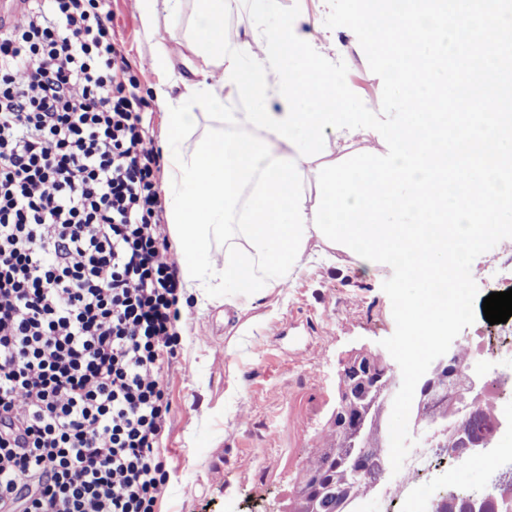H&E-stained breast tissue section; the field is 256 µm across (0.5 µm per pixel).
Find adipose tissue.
<instances>
[{"label": "adipose tissue", "instance_id": "obj_1", "mask_svg": "<svg viewBox=\"0 0 512 512\" xmlns=\"http://www.w3.org/2000/svg\"><path fill=\"white\" fill-rule=\"evenodd\" d=\"M179 2L138 0L143 30L155 45L153 63L164 69L171 51L156 18L162 10L176 12ZM198 72V81L173 74L153 89L167 126L166 220L187 295L202 302L225 283L232 287L226 298L231 304L262 297L310 261L307 245L316 232L304 186L315 174L312 164L274 133L228 142L217 129L195 137L198 112L223 107L225 99L237 95L234 85L223 83V70L204 64ZM258 167L264 174L254 191L250 219L238 227L241 242L223 260H215L213 245L224 235V212L246 174Z\"/></svg>", "mask_w": 512, "mask_h": 512}]
</instances>
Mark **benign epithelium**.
Returning <instances> with one entry per match:
<instances>
[{"label":"benign epithelium","instance_id":"obj_1","mask_svg":"<svg viewBox=\"0 0 512 512\" xmlns=\"http://www.w3.org/2000/svg\"><path fill=\"white\" fill-rule=\"evenodd\" d=\"M462 347V340L452 342L448 352L436 359L425 375L418 381L421 401H436V404L414 413L413 430L426 429L434 433L448 432V415L445 413V397L448 390H440L434 384V376L451 371L460 377L461 391L478 401L486 385V379L476 367L458 371L454 357ZM348 376L339 382L338 399L330 420L338 433V448L334 451L339 463L346 466L352 475H367L369 491H374L384 475L383 465H375L368 449L364 448V433L370 428V419L384 416L390 409L393 398L400 388L402 376L398 366L383 352L362 348L353 351L342 363L339 376ZM465 446L467 457L484 458L494 447L491 434L476 436L471 432L467 420L456 422Z\"/></svg>","mask_w":512,"mask_h":512}]
</instances>
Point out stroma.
I'll use <instances>...</instances> for the list:
<instances>
[{
    "label": "stroma",
    "instance_id": "obj_1",
    "mask_svg": "<svg viewBox=\"0 0 512 512\" xmlns=\"http://www.w3.org/2000/svg\"><path fill=\"white\" fill-rule=\"evenodd\" d=\"M280 2L299 5L325 52L346 62L348 87L368 106L380 108L382 81L350 29H327L326 0ZM111 10L112 30L128 53L149 132L163 144L164 112L152 94L163 73L149 65L153 43L134 0H111ZM194 14V0H181L178 14L163 12L157 19L168 43L181 49L172 62L175 73L184 76L200 64L183 48ZM308 251L312 261L264 297L229 304L219 293L203 306L191 300L181 304L177 356L163 369L172 411L161 447L177 471L154 512H282L335 405L342 362L353 350L379 349L393 334L391 301L382 289L392 274L389 266L363 273L344 254L324 255L315 239ZM478 262L501 269L478 279L479 298L512 288V241H500ZM446 468L466 495L486 490L502 470L456 458L435 462L421 477L425 496L446 493Z\"/></svg>",
    "mask_w": 512,
    "mask_h": 512
}]
</instances>
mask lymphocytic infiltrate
I'll return each instance as SVG.
<instances>
[{
  "label": "lymphocytic infiltrate",
  "instance_id": "f902f5d3",
  "mask_svg": "<svg viewBox=\"0 0 512 512\" xmlns=\"http://www.w3.org/2000/svg\"><path fill=\"white\" fill-rule=\"evenodd\" d=\"M109 0L0 28V512H154L181 280Z\"/></svg>",
  "mask_w": 512,
  "mask_h": 512
}]
</instances>
